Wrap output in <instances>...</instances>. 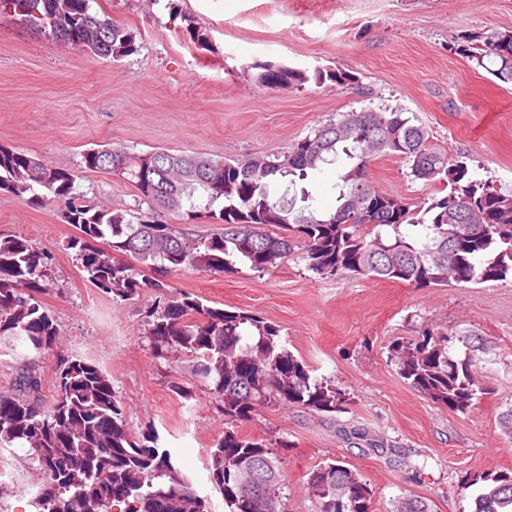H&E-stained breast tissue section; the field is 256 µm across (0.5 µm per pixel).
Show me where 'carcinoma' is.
Returning a JSON list of instances; mask_svg holds the SVG:
<instances>
[{"label": "carcinoma", "mask_w": 512, "mask_h": 512, "mask_svg": "<svg viewBox=\"0 0 512 512\" xmlns=\"http://www.w3.org/2000/svg\"><path fill=\"white\" fill-rule=\"evenodd\" d=\"M93 0H0L30 26L96 56L117 59L135 51L137 33L92 10ZM459 52L505 84H512V31L469 36ZM264 85L298 88L329 79L352 85L345 72H313L284 64H256ZM395 155L415 180L443 181L446 195L432 199L423 217L401 196L380 192L369 175L371 162ZM125 146L91 149L85 167L108 172L138 191L147 210L100 209L77 202L75 171L49 166L37 156L0 145V191L38 205L45 190L63 202L61 220L77 235L66 247L76 253L88 281L113 300L145 288L155 292L147 338L155 353L184 351L197 359V374L224 407V436L208 452L211 482L229 512H266L264 495L282 496L285 483L271 448L238 434L257 408L288 406L336 411L337 393L313 377L282 343L280 329L247 310L203 304L187 293H171L156 279H138L134 267L114 260L129 255L165 270L191 267L233 273L245 262L259 272L279 267L301 247L302 259L318 276L403 281L418 287L484 283L512 277V193L472 177L466 162L448 163L431 148L427 129L396 110L369 107L339 115L314 129L283 155L217 160L155 151L156 168ZM347 162L339 174L336 207L321 212L297 181L325 165ZM285 184L279 195L271 183ZM207 218L224 232L190 243L172 220ZM410 226L412 233L403 231ZM105 241L108 249L96 247ZM47 255L23 238H0V342L19 340L15 389L0 393V448L24 451L38 463L45 483L35 512H209L155 435L135 440L123 419L112 379L96 363L53 355L55 381L44 399L39 363L53 350L57 328L36 294L48 286ZM399 375L432 402L465 412L481 388L470 361L455 359L447 339L424 331L422 340L393 345ZM265 463L277 481L265 493L248 491L244 477ZM474 512H512V484L500 475L483 477ZM315 512H374L372 490L338 461L308 474ZM393 512H432L419 497H403Z\"/></svg>", "instance_id": "obj_1"}]
</instances>
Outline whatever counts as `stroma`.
<instances>
[{
  "instance_id": "stroma-1",
  "label": "stroma",
  "mask_w": 512,
  "mask_h": 512,
  "mask_svg": "<svg viewBox=\"0 0 512 512\" xmlns=\"http://www.w3.org/2000/svg\"><path fill=\"white\" fill-rule=\"evenodd\" d=\"M94 7L137 31L134 53L100 58L0 14V143L78 171L88 204L131 208L135 190L85 170L87 150L279 153L364 107L413 113L448 161H467L477 177L512 191V84L456 51L463 36L512 30V0H96ZM191 24L207 33L208 48L191 41ZM258 62L340 70L356 82L282 91L257 81ZM370 177L415 206L443 189L412 179L391 156L375 159ZM60 209L50 196L36 206L0 192V238L26 239L51 256L49 286L37 299L59 328L56 352L102 367L135 437L158 435L210 512H228L207 470V453L224 434L223 407L191 357L154 353L145 335L151 290L113 301L87 280L66 248L76 230ZM162 279L205 305L276 324L312 376L336 389L339 411L263 406L241 428L273 449L286 512H314L307 474L331 460L369 484L375 512H391L404 496L424 498L432 512H474L479 478L512 471V437L499 425L512 409V279L425 288L321 278L297 254L271 271L181 268ZM427 329L447 335L452 353L473 365L482 392L467 412L434 404L398 373L393 342L420 341ZM352 425L383 447L347 440L340 430ZM0 466L12 472L0 481V512H34L32 492L43 479L36 463L4 448Z\"/></svg>"
}]
</instances>
